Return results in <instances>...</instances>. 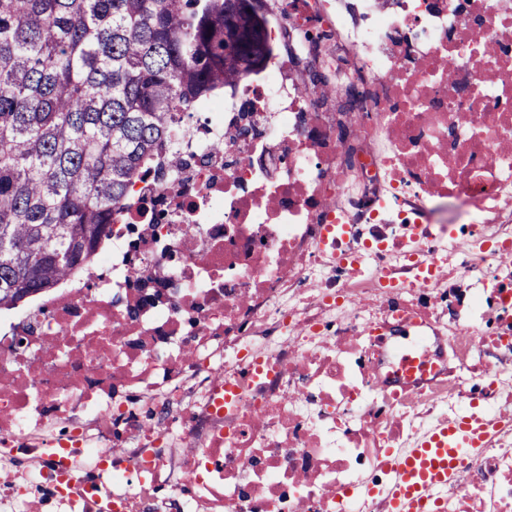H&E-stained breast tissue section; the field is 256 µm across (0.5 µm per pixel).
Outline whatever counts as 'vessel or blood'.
Listing matches in <instances>:
<instances>
[{
    "instance_id": "1",
    "label": "vessel or blood",
    "mask_w": 512,
    "mask_h": 512,
    "mask_svg": "<svg viewBox=\"0 0 512 512\" xmlns=\"http://www.w3.org/2000/svg\"><path fill=\"white\" fill-rule=\"evenodd\" d=\"M490 433L488 425L459 419L437 426L389 457L390 512H435L437 491L449 481H462L466 455L484 447Z\"/></svg>"
}]
</instances>
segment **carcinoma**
Here are the masks:
<instances>
[{"mask_svg":"<svg viewBox=\"0 0 512 512\" xmlns=\"http://www.w3.org/2000/svg\"><path fill=\"white\" fill-rule=\"evenodd\" d=\"M227 0H0V311L88 263L184 117L236 85ZM236 48L268 64L262 29Z\"/></svg>","mask_w":512,"mask_h":512,"instance_id":"carcinoma-1","label":"carcinoma"}]
</instances>
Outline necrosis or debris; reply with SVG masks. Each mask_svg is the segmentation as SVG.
Masks as SVG:
<instances>
[{"instance_id": "1", "label": "necrosis or debris", "mask_w": 512, "mask_h": 512, "mask_svg": "<svg viewBox=\"0 0 512 512\" xmlns=\"http://www.w3.org/2000/svg\"><path fill=\"white\" fill-rule=\"evenodd\" d=\"M327 4L0 316V512H387L461 416L498 427L443 512H512V0Z\"/></svg>"}]
</instances>
